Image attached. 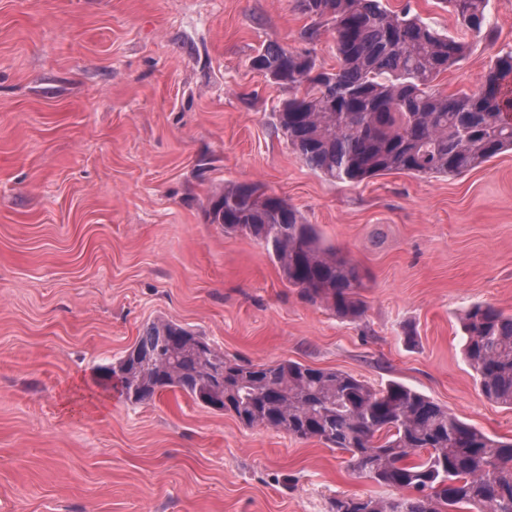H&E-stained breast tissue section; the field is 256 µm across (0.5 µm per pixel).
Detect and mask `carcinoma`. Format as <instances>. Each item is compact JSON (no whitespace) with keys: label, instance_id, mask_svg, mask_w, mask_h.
<instances>
[{"label":"carcinoma","instance_id":"cac0c4a2","mask_svg":"<svg viewBox=\"0 0 512 512\" xmlns=\"http://www.w3.org/2000/svg\"><path fill=\"white\" fill-rule=\"evenodd\" d=\"M474 35L491 32L486 0H442ZM332 25L336 67L304 51L269 44L253 69L296 93L277 123L303 162L350 186L378 176L460 175L512 149V52L497 58L472 91L448 95L438 79L468 44L383 0H296ZM207 218L260 244L288 284L342 319L365 312L356 264L322 244L315 225L263 185L229 183L209 200ZM463 355L482 394L512 408V315L476 304L461 318ZM110 388L143 403L177 388L249 427L317 439L349 454L352 471L398 491L342 497L330 512H512V441L496 440L411 387H374L343 371L294 360L252 363L181 325L148 324L112 365Z\"/></svg>","mask_w":512,"mask_h":512}]
</instances>
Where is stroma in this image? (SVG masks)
<instances>
[{
    "mask_svg": "<svg viewBox=\"0 0 512 512\" xmlns=\"http://www.w3.org/2000/svg\"><path fill=\"white\" fill-rule=\"evenodd\" d=\"M410 7L467 53L443 90L476 89L512 52L439 0ZM294 0H0V512H329L386 497L347 454L247 427L169 389L133 405L98 380L164 318L255 363L397 381L493 438L462 353L476 304L512 314V150L458 176L349 186L310 170L277 125L292 88L264 46L336 65L334 32ZM259 182L365 272L362 319L308 302L265 249L206 217L212 190Z\"/></svg>",
    "mask_w": 512,
    "mask_h": 512,
    "instance_id": "stroma-1",
    "label": "stroma"
}]
</instances>
